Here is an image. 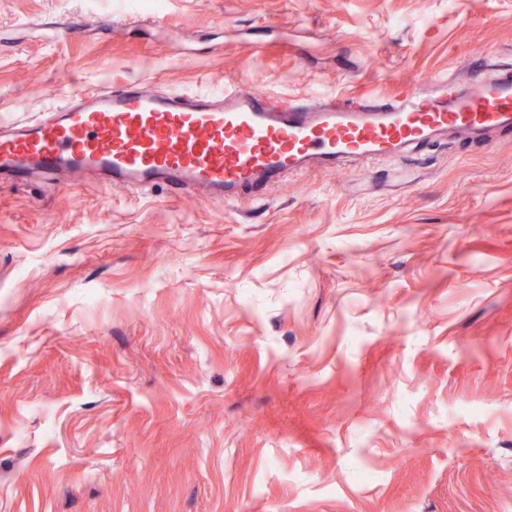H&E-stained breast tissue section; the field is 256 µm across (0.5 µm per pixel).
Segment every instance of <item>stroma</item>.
Returning <instances> with one entry per match:
<instances>
[{
	"instance_id": "35a3bbf8",
	"label": "stroma",
	"mask_w": 512,
	"mask_h": 512,
	"mask_svg": "<svg viewBox=\"0 0 512 512\" xmlns=\"http://www.w3.org/2000/svg\"><path fill=\"white\" fill-rule=\"evenodd\" d=\"M498 65L512 0H0V122ZM0 512H512V130L233 204L1 181Z\"/></svg>"
}]
</instances>
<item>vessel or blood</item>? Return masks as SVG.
I'll return each mask as SVG.
<instances>
[{
	"mask_svg": "<svg viewBox=\"0 0 512 512\" xmlns=\"http://www.w3.org/2000/svg\"><path fill=\"white\" fill-rule=\"evenodd\" d=\"M512 128V68L442 81L437 93L325 96L308 103L233 86L222 96L114 86L73 100L56 117L0 133V180L92 170L116 187L187 181L235 202L249 186L351 157L395 155L442 132Z\"/></svg>",
	"mask_w": 512,
	"mask_h": 512,
	"instance_id": "obj_1",
	"label": "vessel or blood"
}]
</instances>
